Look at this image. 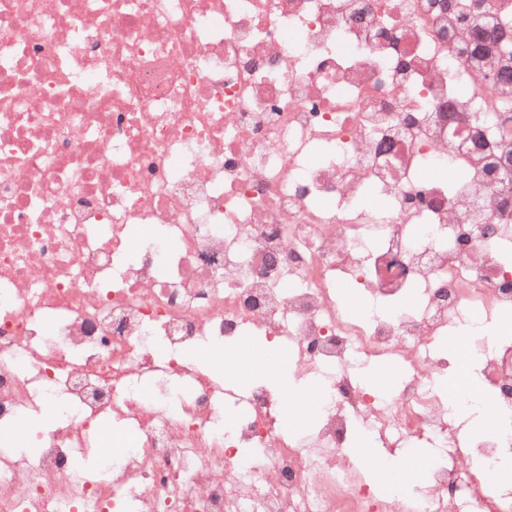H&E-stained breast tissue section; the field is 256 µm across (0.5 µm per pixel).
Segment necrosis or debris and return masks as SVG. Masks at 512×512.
Listing matches in <instances>:
<instances>
[{"mask_svg":"<svg viewBox=\"0 0 512 512\" xmlns=\"http://www.w3.org/2000/svg\"><path fill=\"white\" fill-rule=\"evenodd\" d=\"M471 39L441 0H0V512H512L483 478L512 457V338L475 342L512 312V188L471 144L479 116L512 158V53L470 65ZM245 336L315 377L310 430L211 373ZM459 345L499 421L465 439ZM358 428L432 448L423 485L374 488Z\"/></svg>","mask_w":512,"mask_h":512,"instance_id":"4bbe7bcc","label":"necrosis or debris"}]
</instances>
